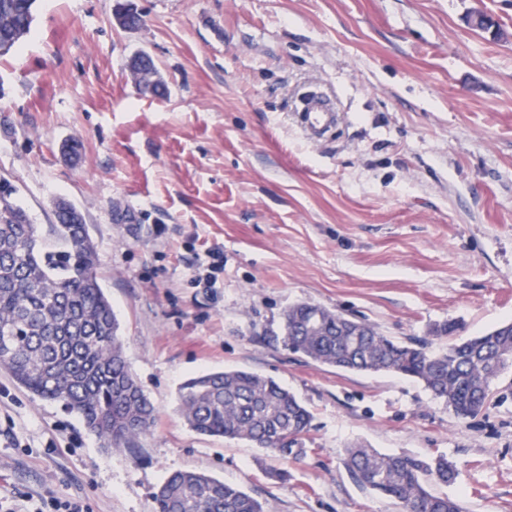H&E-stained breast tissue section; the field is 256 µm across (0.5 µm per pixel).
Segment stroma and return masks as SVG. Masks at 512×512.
Returning <instances> with one entry per match:
<instances>
[{
  "instance_id": "35a3bbf8",
  "label": "stroma",
  "mask_w": 512,
  "mask_h": 512,
  "mask_svg": "<svg viewBox=\"0 0 512 512\" xmlns=\"http://www.w3.org/2000/svg\"><path fill=\"white\" fill-rule=\"evenodd\" d=\"M37 0L0 57V182L40 231L63 199L83 214L126 358L156 409L135 451L107 447L59 403L0 370V494L153 512L167 476L242 487L265 512H397L344 467L361 443L442 454L438 493L512 512V371L461 420L418 383L308 361L280 339L312 303L394 340L471 337L512 321V0ZM481 11L494 25L472 29ZM150 54L167 92L127 64ZM344 114L307 141L294 96ZM78 143L76 153L63 145ZM224 251L215 287L193 279ZM245 369L312 414L300 455L203 436L177 410L186 378Z\"/></svg>"
}]
</instances>
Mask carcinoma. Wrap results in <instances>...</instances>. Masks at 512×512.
Returning <instances> with one entry per match:
<instances>
[{"label": "carcinoma", "instance_id": "1", "mask_svg": "<svg viewBox=\"0 0 512 512\" xmlns=\"http://www.w3.org/2000/svg\"><path fill=\"white\" fill-rule=\"evenodd\" d=\"M35 2L0 0L1 56L29 31ZM154 70L150 58L132 71L136 84L158 91L148 79ZM14 194L11 186L0 187V368L33 396L76 413L110 447L133 448L150 433L155 407L128 368L84 217L72 204L56 202L49 243ZM281 340L319 364L411 378L461 419L479 414L498 378L512 368L511 322L431 351L324 306L300 303L284 311ZM178 397L181 416L197 433L247 441L285 459L296 453L311 423L306 406L287 388L241 369L191 377ZM345 465L360 487L391 499L400 512H464L458 500L432 490L455 479L444 455L353 446ZM154 500V512H265L241 488L193 471L170 474Z\"/></svg>", "mask_w": 512, "mask_h": 512}]
</instances>
